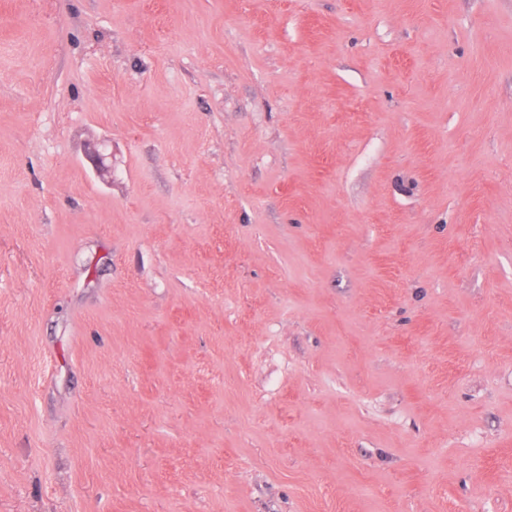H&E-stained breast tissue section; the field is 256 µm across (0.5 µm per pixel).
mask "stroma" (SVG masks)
Returning <instances> with one entry per match:
<instances>
[{
    "mask_svg": "<svg viewBox=\"0 0 512 512\" xmlns=\"http://www.w3.org/2000/svg\"><path fill=\"white\" fill-rule=\"evenodd\" d=\"M0 512H512V0H0Z\"/></svg>",
    "mask_w": 512,
    "mask_h": 512,
    "instance_id": "1",
    "label": "stroma"
}]
</instances>
